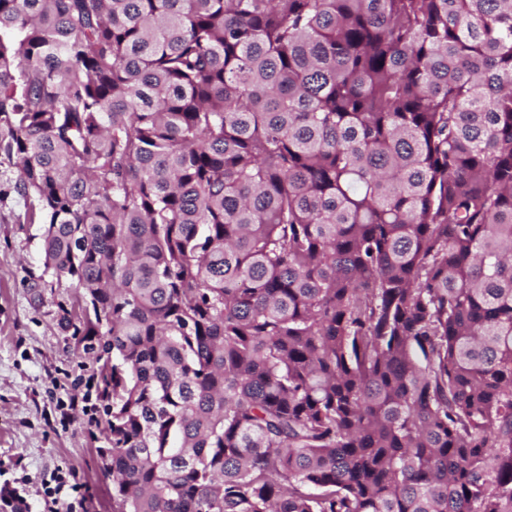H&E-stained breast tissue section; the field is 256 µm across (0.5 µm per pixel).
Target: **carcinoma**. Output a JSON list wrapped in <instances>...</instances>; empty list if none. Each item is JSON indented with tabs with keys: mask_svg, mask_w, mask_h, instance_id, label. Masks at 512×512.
I'll list each match as a JSON object with an SVG mask.
<instances>
[{
	"mask_svg": "<svg viewBox=\"0 0 512 512\" xmlns=\"http://www.w3.org/2000/svg\"><path fill=\"white\" fill-rule=\"evenodd\" d=\"M1 164L112 512H512V0H0Z\"/></svg>",
	"mask_w": 512,
	"mask_h": 512,
	"instance_id": "cac0c4a2",
	"label": "carcinoma"
}]
</instances>
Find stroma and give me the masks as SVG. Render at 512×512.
Here are the masks:
<instances>
[{
	"mask_svg": "<svg viewBox=\"0 0 512 512\" xmlns=\"http://www.w3.org/2000/svg\"><path fill=\"white\" fill-rule=\"evenodd\" d=\"M16 178L15 168L0 166V488L24 496L26 512H112L98 455L103 429L60 407L95 392L94 357L77 353L57 325L58 303L79 307L83 291L65 280L34 301L45 227L22 222L27 202L13 189ZM61 477L67 486L51 501L46 491Z\"/></svg>",
	"mask_w": 512,
	"mask_h": 512,
	"instance_id": "35a3bbf8",
	"label": "stroma"
}]
</instances>
